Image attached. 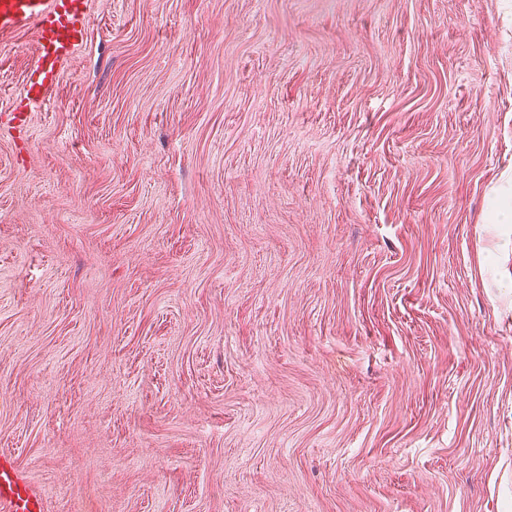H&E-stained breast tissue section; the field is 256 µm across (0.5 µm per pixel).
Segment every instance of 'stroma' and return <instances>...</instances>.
I'll return each mask as SVG.
<instances>
[{
    "label": "stroma",
    "instance_id": "stroma-1",
    "mask_svg": "<svg viewBox=\"0 0 512 512\" xmlns=\"http://www.w3.org/2000/svg\"><path fill=\"white\" fill-rule=\"evenodd\" d=\"M36 60L0 453L47 512H512V0H90L38 106ZM503 185L493 190L492 207L488 216L489 223H512V171L502 174Z\"/></svg>",
    "mask_w": 512,
    "mask_h": 512
}]
</instances>
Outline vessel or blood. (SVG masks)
<instances>
[{"label": "vessel or blood", "instance_id": "b4317fda", "mask_svg": "<svg viewBox=\"0 0 512 512\" xmlns=\"http://www.w3.org/2000/svg\"><path fill=\"white\" fill-rule=\"evenodd\" d=\"M89 0H0V34L34 30L37 62L20 95L40 101L57 86L64 63L82 44ZM0 512H45L41 493L0 454Z\"/></svg>", "mask_w": 512, "mask_h": 512}]
</instances>
